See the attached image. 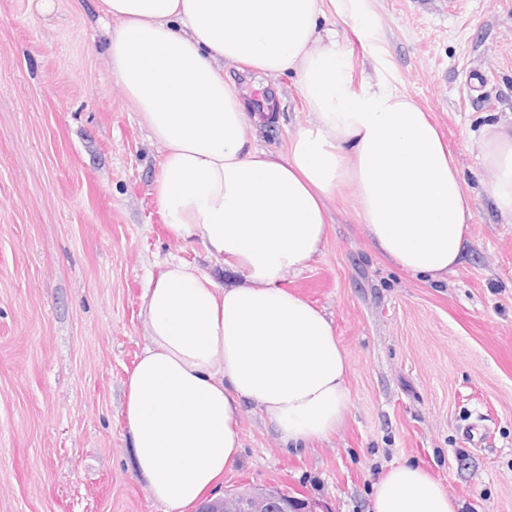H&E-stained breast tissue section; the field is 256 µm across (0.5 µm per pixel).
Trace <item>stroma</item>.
<instances>
[{
  "instance_id": "obj_1",
  "label": "stroma",
  "mask_w": 512,
  "mask_h": 512,
  "mask_svg": "<svg viewBox=\"0 0 512 512\" xmlns=\"http://www.w3.org/2000/svg\"><path fill=\"white\" fill-rule=\"evenodd\" d=\"M99 0H0V512H161L136 475L125 383L149 343L142 296L166 261L216 272L172 238L153 194L161 146L117 84ZM364 36L328 15L354 89L382 81L430 112L474 197L463 265L435 282L368 243L340 187L318 255L286 286L333 322L343 423L303 448L244 408L240 459L213 496L278 486L324 512H369L387 467H425L459 512H512V224L476 140L512 123V0H366ZM247 98L281 93L255 144L286 152L308 118L293 75L228 67ZM484 431L471 445L469 424Z\"/></svg>"
}]
</instances>
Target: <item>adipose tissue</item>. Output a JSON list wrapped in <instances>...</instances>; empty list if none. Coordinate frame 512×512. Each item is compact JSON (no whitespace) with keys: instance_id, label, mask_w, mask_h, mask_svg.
<instances>
[{"instance_id":"obj_1","label":"adipose tissue","mask_w":512,"mask_h":512,"mask_svg":"<svg viewBox=\"0 0 512 512\" xmlns=\"http://www.w3.org/2000/svg\"><path fill=\"white\" fill-rule=\"evenodd\" d=\"M112 74L162 146L154 196L175 239L203 246L236 278L165 265L142 297L150 342L127 380L135 463L163 512H188L237 462L244 406L281 441L325 438L350 405L333 322L285 287L328 230L345 184L381 256L441 280L462 260L473 198L430 113L397 87L351 89L334 12L375 26L364 0H100ZM290 73L308 120L287 153L253 145L256 115L236 80ZM478 158L490 201L512 223V125L484 133ZM442 484L399 464L375 484L370 512H456Z\"/></svg>"}]
</instances>
